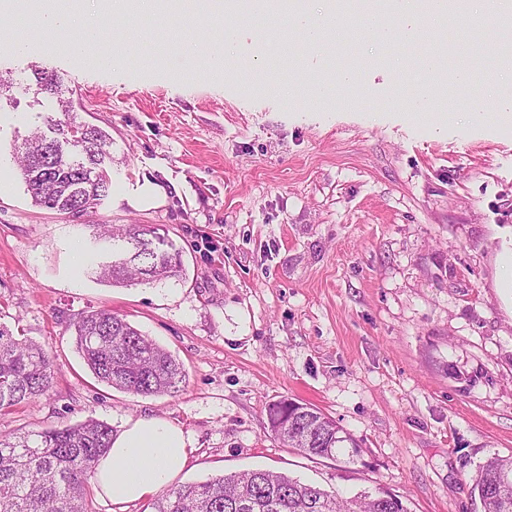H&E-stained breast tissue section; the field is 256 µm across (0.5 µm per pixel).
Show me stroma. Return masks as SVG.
I'll use <instances>...</instances> for the list:
<instances>
[{"label":"stroma","instance_id":"obj_1","mask_svg":"<svg viewBox=\"0 0 512 512\" xmlns=\"http://www.w3.org/2000/svg\"><path fill=\"white\" fill-rule=\"evenodd\" d=\"M129 45L105 75L54 55L0 47V166L56 99L57 73L78 122L112 139V187L92 217L35 206L21 178L0 193V322L51 355L50 390L0 416V437L88 418L120 428L150 414L193 449L180 482L270 468L345 498L378 488L407 512H483L470 477L512 456V126L449 113L446 135L385 104L392 82L433 94L413 62L446 42L469 66L470 100L512 93L496 44L457 52V29L413 22L398 69L371 65L379 44L354 30L345 54H290L269 21L232 17L230 80L198 75L224 48L206 21L172 37L166 22L116 19ZM266 65L257 67L256 52ZM350 63L362 96L345 108L285 98L282 86ZM152 201H143L146 190ZM96 224H148L182 255L184 275L113 286L90 273L110 253ZM81 241L82 258L69 244ZM107 309L182 363L172 395L95 380L75 349L81 315ZM314 406L361 446L356 460L309 457L268 427L269 405Z\"/></svg>","mask_w":512,"mask_h":512}]
</instances>
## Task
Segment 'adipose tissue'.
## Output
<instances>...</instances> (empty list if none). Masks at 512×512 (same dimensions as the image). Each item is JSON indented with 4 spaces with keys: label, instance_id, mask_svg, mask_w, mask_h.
Listing matches in <instances>:
<instances>
[{
    "label": "adipose tissue",
    "instance_id": "ef3b65f1",
    "mask_svg": "<svg viewBox=\"0 0 512 512\" xmlns=\"http://www.w3.org/2000/svg\"><path fill=\"white\" fill-rule=\"evenodd\" d=\"M364 0H348L351 7H362V21L383 40L392 37V16L425 15L437 26L447 25L459 12L493 9L504 19L512 18V0H388L386 8L364 7ZM360 73L341 68L330 79L310 90L318 104L334 106L344 94L357 92ZM190 438L184 429L156 416L129 419L114 434L108 451L96 466L92 484L113 503L140 502L167 488L189 464Z\"/></svg>",
    "mask_w": 512,
    "mask_h": 512
}]
</instances>
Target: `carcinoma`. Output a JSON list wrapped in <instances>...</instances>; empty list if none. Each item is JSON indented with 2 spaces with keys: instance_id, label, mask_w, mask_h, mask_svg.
<instances>
[{
  "instance_id": "obj_1",
  "label": "carcinoma",
  "mask_w": 512,
  "mask_h": 512,
  "mask_svg": "<svg viewBox=\"0 0 512 512\" xmlns=\"http://www.w3.org/2000/svg\"><path fill=\"white\" fill-rule=\"evenodd\" d=\"M38 90L57 98L61 116H48L50 137L35 130L18 147V167L32 202L60 213H86L109 193L110 139L102 130L71 117L54 74L39 72ZM95 239L112 244V260L96 273L117 285L151 284L178 278L181 255L160 248L165 239L147 224H97ZM76 350L101 383L143 395L174 394L185 381L170 351L108 310L75 323ZM45 350L0 324V415L45 394L54 380ZM271 432L308 456L332 457L345 447L360 453L356 440L319 409L282 399L268 409ZM112 428L89 418L62 428L0 439V512H88L95 466L111 447ZM473 491L483 512H512V457L479 464ZM154 512H406L390 492L366 491L352 499L270 469L227 474L172 487L154 503Z\"/></svg>"
}]
</instances>
